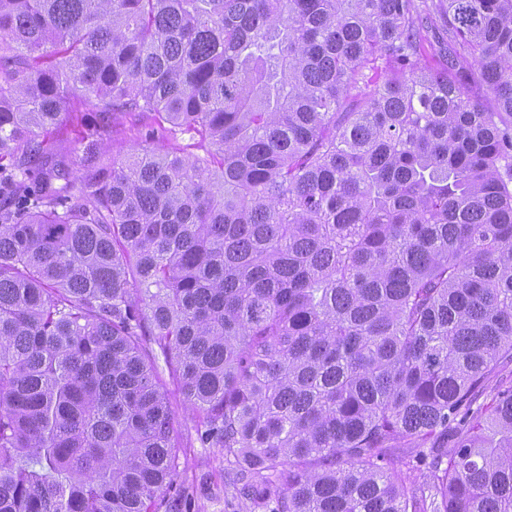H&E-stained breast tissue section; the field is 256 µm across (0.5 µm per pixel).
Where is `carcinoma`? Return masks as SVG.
<instances>
[{"instance_id": "obj_1", "label": "carcinoma", "mask_w": 512, "mask_h": 512, "mask_svg": "<svg viewBox=\"0 0 512 512\" xmlns=\"http://www.w3.org/2000/svg\"><path fill=\"white\" fill-rule=\"evenodd\" d=\"M424 3L0 0V512L166 508L156 351L250 512H512V0ZM94 114L80 104L66 112L61 123L52 134V140L58 148L72 147L88 135H97L105 145H112V127L103 124L93 125ZM140 125L141 122L138 117L130 116L124 120L123 126L114 128V137L123 141L126 151L137 149L144 145V143L138 139L139 136L133 135L134 129ZM486 384L488 389L480 391L477 404L486 401L489 390L512 386V363L505 361L495 366L489 373Z\"/></svg>"}]
</instances>
